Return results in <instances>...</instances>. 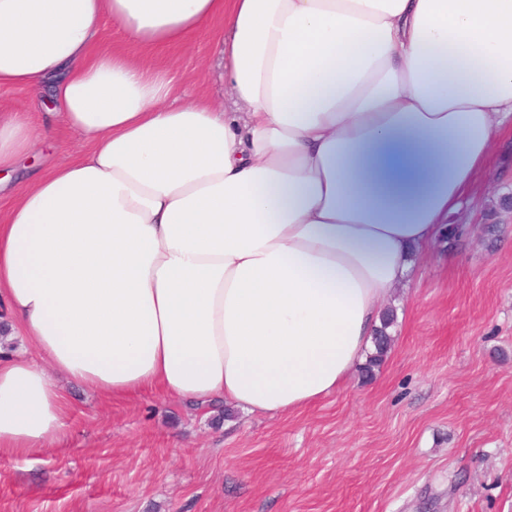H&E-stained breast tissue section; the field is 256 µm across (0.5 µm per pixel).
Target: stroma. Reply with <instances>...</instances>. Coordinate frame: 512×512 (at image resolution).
Returning <instances> with one entry per match:
<instances>
[{"instance_id": "1", "label": "stroma", "mask_w": 512, "mask_h": 512, "mask_svg": "<svg viewBox=\"0 0 512 512\" xmlns=\"http://www.w3.org/2000/svg\"><path fill=\"white\" fill-rule=\"evenodd\" d=\"M223 24L151 50L224 98ZM387 307L378 367L293 414L66 378L61 442L0 452V512H512V130Z\"/></svg>"}]
</instances>
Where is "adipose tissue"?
Returning <instances> with one entry per match:
<instances>
[{
	"instance_id": "adipose-tissue-1",
	"label": "adipose tissue",
	"mask_w": 512,
	"mask_h": 512,
	"mask_svg": "<svg viewBox=\"0 0 512 512\" xmlns=\"http://www.w3.org/2000/svg\"><path fill=\"white\" fill-rule=\"evenodd\" d=\"M125 35L102 45L100 21ZM227 35L235 111L186 101L140 49ZM0 86L85 143L0 111V304L41 358L0 356V450L57 441L55 374L106 398L148 390L289 414L367 355L388 298L512 118V0H0ZM424 154L390 192L377 148ZM76 144V136L60 125L56 129L55 135L47 140L38 151L31 154L34 157L33 163L45 166L68 161L75 154ZM70 146L74 149H71ZM408 153L416 155L415 153L410 151L405 145H402V144H388V145H384L381 148V155L383 156L385 161H390L392 159L406 158L408 156ZM416 156H418V155H416ZM418 158L420 159V161L414 160L412 162L414 175H415V177H418V178L416 179V181H414V183L409 188H407L403 192L413 190L418 185V183L424 178V176L426 174V167H425L424 160L420 156H418Z\"/></svg>"
}]
</instances>
